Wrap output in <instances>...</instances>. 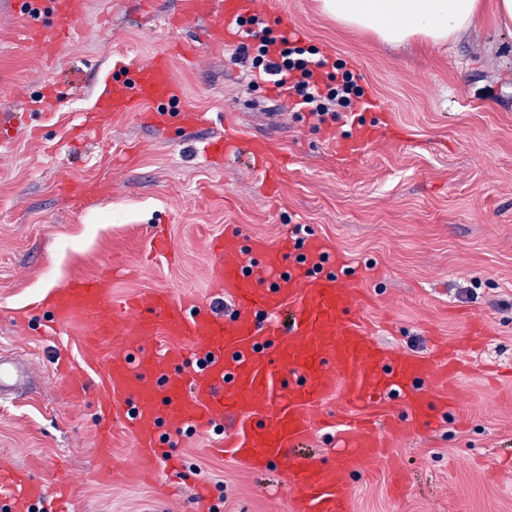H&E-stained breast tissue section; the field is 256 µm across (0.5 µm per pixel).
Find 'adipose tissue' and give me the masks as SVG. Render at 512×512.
I'll return each mask as SVG.
<instances>
[{"label": "adipose tissue", "instance_id": "1", "mask_svg": "<svg viewBox=\"0 0 512 512\" xmlns=\"http://www.w3.org/2000/svg\"><path fill=\"white\" fill-rule=\"evenodd\" d=\"M337 23L401 45L425 40L442 44L470 29L483 10L481 0H321Z\"/></svg>", "mask_w": 512, "mask_h": 512}]
</instances>
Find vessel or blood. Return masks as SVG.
Here are the masks:
<instances>
[{"label": "vessel or blood", "mask_w": 512, "mask_h": 512, "mask_svg": "<svg viewBox=\"0 0 512 512\" xmlns=\"http://www.w3.org/2000/svg\"><path fill=\"white\" fill-rule=\"evenodd\" d=\"M21 4L30 20L22 38L54 59L75 36L80 0ZM256 6L257 0H212L201 40L217 47L240 39L238 22ZM45 12L53 19L47 29L39 24ZM187 52V45L174 42L147 61L117 64L84 113L83 131L98 129L110 115L157 125L173 120L185 128L205 124L204 113L184 107V89L171 67L173 55ZM240 151L265 194L276 195L285 165L267 140L247 144L229 133L205 147L212 157ZM212 283L232 298L236 310L231 318L216 315L191 296L174 298L165 288L116 299L108 274L70 278L53 295V330L85 321L84 351L88 358L103 360L102 379L95 386L82 367L66 366L68 390L76 398L95 390L104 414L121 412L136 447L135 477L155 475L162 461L178 465L177 455H162L160 430H205L228 414L237 427L216 443L217 452L252 467L280 465L296 494L297 512H350L348 463L303 462L290 455V448L333 427L354 460L377 461L387 455L370 415L378 401L401 399L406 415L388 425L399 436L418 424L426 409L416 382H432L434 404L448 407L458 401L462 370L447 345L435 343L424 357L382 347L353 312L359 303L355 281L321 238L300 243L286 236L272 247L258 240L245 247L240 238H224L213 248ZM162 332L187 338L188 347H152L153 336ZM24 384L22 371L0 360V395ZM331 400L339 418L324 412ZM116 440L114 429H100L96 476L104 482L118 472L112 463ZM71 492L68 481L47 485L0 461V508L8 512H23L36 503L46 504L48 512H69Z\"/></svg>", "instance_id": "vessel-or-blood-1"}]
</instances>
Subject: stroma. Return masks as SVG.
<instances>
[{"instance_id":"35a3bbf8","label":"stroma","mask_w":512,"mask_h":512,"mask_svg":"<svg viewBox=\"0 0 512 512\" xmlns=\"http://www.w3.org/2000/svg\"><path fill=\"white\" fill-rule=\"evenodd\" d=\"M177 2L159 0L149 17L133 0H84L78 36L49 61L19 39L28 20L17 4L0 0V113L29 118L0 152V358L28 372L21 392L0 399V458L41 482L68 480L75 512H191L201 483L223 512H294L277 467L216 454L210 430L177 436L178 478L163 469L149 482L97 481L96 396L72 402L57 365L81 363L95 381L102 364L85 356L84 324L47 335L40 297L70 277L108 273L116 297L166 288L227 316L234 303L211 286L210 242L233 232L273 245L303 224L345 261L381 345L426 354L433 337L466 335L469 313L490 330L458 382L457 407L390 439L391 462L351 470L350 512H512V381L483 372L512 367V31L488 6L447 44L389 47L327 18L320 0H260L269 28L289 25L344 63L373 102L321 124L294 115L272 82L251 80L233 43L213 49L194 27L169 29ZM176 40L191 47L172 60L184 104L208 123L158 129L111 116L71 146L116 50L144 61ZM49 81L57 99L47 119ZM365 129L375 139L343 156L339 143ZM230 130L287 157L275 198L245 164L204 154ZM63 179L97 193L63 195ZM158 226L172 257L150 251Z\"/></svg>"}]
</instances>
